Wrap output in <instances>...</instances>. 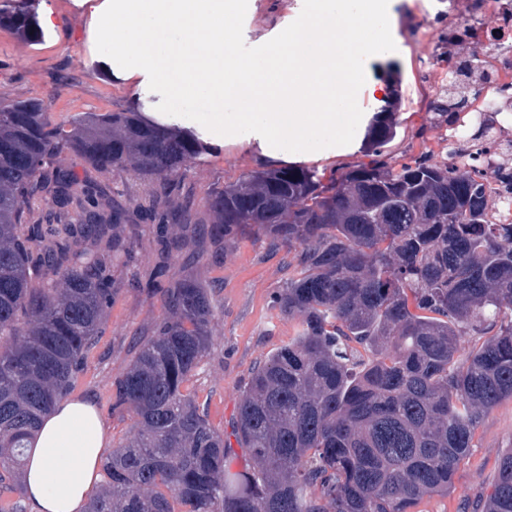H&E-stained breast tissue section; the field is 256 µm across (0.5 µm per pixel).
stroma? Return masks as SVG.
Returning <instances> with one entry per match:
<instances>
[{"label": "stroma", "mask_w": 512, "mask_h": 512, "mask_svg": "<svg viewBox=\"0 0 512 512\" xmlns=\"http://www.w3.org/2000/svg\"><path fill=\"white\" fill-rule=\"evenodd\" d=\"M103 0H40L53 12V27L44 38L23 45L0 32V93L16 100L38 99L56 121L80 112L132 110L133 91L115 82L100 66L105 49L93 32V17ZM396 20L390 54L371 63L377 78L389 66L402 71L397 134L384 148L390 160L405 162L421 152L434 162L448 161L450 129L433 121L448 98V0H385ZM304 0H253L244 27L252 44L268 36L286 19L295 18ZM250 151L230 145L205 155L186 172L183 183L197 211H204L213 191L256 169ZM140 243L116 274L112 306L83 370L74 379L71 397L90 398L104 421L110 447L133 434L132 414L112 409V389L126 372L138 344L164 314L161 291L142 285L158 263V246L150 226L138 227ZM192 269L206 283L212 303V344L185 390L203 405L212 426L230 431L235 408L249 376L299 330L297 320L283 315L274 297L297 271L294 253L271 246L262 236H247L230 246L210 244L197 252L174 255L168 278ZM512 453V398L485 413L473 446L460 463L448 495L424 497L412 512H484V502L498 478L501 457Z\"/></svg>", "instance_id": "stroma-1"}]
</instances>
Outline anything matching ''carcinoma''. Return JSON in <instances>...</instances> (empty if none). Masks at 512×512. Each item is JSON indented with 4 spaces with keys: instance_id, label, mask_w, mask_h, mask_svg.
I'll return each instance as SVG.
<instances>
[{
    "instance_id": "cac0c4a2",
    "label": "carcinoma",
    "mask_w": 512,
    "mask_h": 512,
    "mask_svg": "<svg viewBox=\"0 0 512 512\" xmlns=\"http://www.w3.org/2000/svg\"><path fill=\"white\" fill-rule=\"evenodd\" d=\"M38 0H0V30L32 45ZM488 76L448 55V87ZM369 131L370 160L325 177L309 168L248 171L194 219L180 187L206 151L197 137L139 112L53 121L37 100L0 99V477L23 466L25 441L70 390L112 305V272L136 238L130 210L157 225L160 262L188 245L173 225L208 224L224 243L263 235L297 251L276 297L300 330L247 382L230 436L184 392L209 350L213 308L191 272L165 289L166 316L115 382L112 411L135 434L108 454L106 487L87 512H409L446 495L481 416L512 397V141L481 119L452 162L393 165L401 76ZM468 108L448 93L438 119ZM83 156L100 175L133 172L156 187L130 208L61 167ZM86 203L78 224L46 229L30 198ZM486 340L463 360L461 336ZM370 352L367 364L358 348ZM244 452L232 472L229 437ZM485 512H512V453Z\"/></svg>"
}]
</instances>
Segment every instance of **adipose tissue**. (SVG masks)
Masks as SVG:
<instances>
[{
  "label": "adipose tissue",
  "mask_w": 512,
  "mask_h": 512,
  "mask_svg": "<svg viewBox=\"0 0 512 512\" xmlns=\"http://www.w3.org/2000/svg\"><path fill=\"white\" fill-rule=\"evenodd\" d=\"M252 0H104L96 36L112 78L192 106H215L199 128L222 148L240 144L269 166L352 153L373 118L357 102L390 88L366 78L389 44L380 0H308L271 38L245 45ZM106 430L90 399H67L42 419L22 473L30 512H84L101 482Z\"/></svg>",
  "instance_id": "obj_1"
}]
</instances>
